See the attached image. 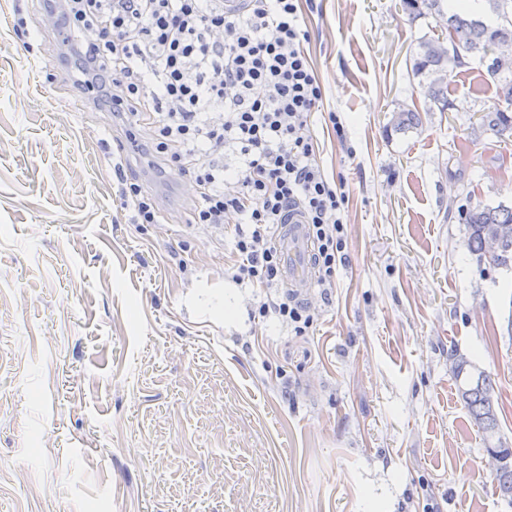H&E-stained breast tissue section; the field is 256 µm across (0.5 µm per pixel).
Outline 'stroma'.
Returning <instances> with one entry per match:
<instances>
[{
  "mask_svg": "<svg viewBox=\"0 0 512 512\" xmlns=\"http://www.w3.org/2000/svg\"><path fill=\"white\" fill-rule=\"evenodd\" d=\"M45 8L0 0V512H512L449 365L494 378L512 445V270L477 262L457 215L512 201L485 66L424 111L407 65L442 23L302 0L324 89L308 129L350 196L345 258L301 331L259 312L284 289L230 278L234 224L193 223L185 178L110 108H74ZM413 106L419 126L393 131ZM129 180L158 223H132Z\"/></svg>",
  "mask_w": 512,
  "mask_h": 512,
  "instance_id": "stroma-1",
  "label": "stroma"
}]
</instances>
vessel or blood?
<instances>
[{
	"label": "vessel or blood",
	"instance_id": "vessel-or-blood-1",
	"mask_svg": "<svg viewBox=\"0 0 512 512\" xmlns=\"http://www.w3.org/2000/svg\"><path fill=\"white\" fill-rule=\"evenodd\" d=\"M282 263L280 282L291 299L307 301L314 283L311 232L300 212H290L282 224L277 238Z\"/></svg>",
	"mask_w": 512,
	"mask_h": 512
}]
</instances>
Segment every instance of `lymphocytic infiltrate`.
Listing matches in <instances>:
<instances>
[{"mask_svg": "<svg viewBox=\"0 0 512 512\" xmlns=\"http://www.w3.org/2000/svg\"><path fill=\"white\" fill-rule=\"evenodd\" d=\"M300 0H57L71 66L95 103L127 114L143 147L195 186L194 221L229 214L250 227L236 242L235 282L271 285L273 242L288 212L309 225L319 285L344 258L345 182H330L307 134L323 88L305 50Z\"/></svg>", "mask_w": 512, "mask_h": 512, "instance_id": "f902f5d3", "label": "lymphocytic infiltrate"}]
</instances>
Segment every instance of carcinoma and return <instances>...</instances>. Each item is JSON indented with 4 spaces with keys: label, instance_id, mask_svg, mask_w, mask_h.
I'll return each instance as SVG.
<instances>
[{
    "label": "carcinoma",
    "instance_id": "1",
    "mask_svg": "<svg viewBox=\"0 0 512 512\" xmlns=\"http://www.w3.org/2000/svg\"><path fill=\"white\" fill-rule=\"evenodd\" d=\"M489 10L499 23L492 25L462 10H452L448 0H422L427 14L445 20L447 32L443 36L424 38L419 43V52L413 57L410 72L420 79L425 88V98L430 103L426 111L437 107L444 112L449 109L448 81H438L433 75L450 67L457 69L466 65L467 55H476L485 60L493 53V36L512 40V0H486ZM459 49L458 61L450 62L443 48ZM487 73L496 83L498 99L512 107V69L500 70L491 62ZM420 121L417 109L398 111L392 127L397 131L413 128ZM482 125L498 135L512 132V115L508 110L495 108L482 116ZM460 217L467 224V246L478 261L486 258L490 237L499 236L497 254L492 256L495 267H509L512 264V205L499 204L495 207L477 204L460 210ZM453 376L459 396L467 408L471 420L484 435L485 444L493 445L503 453L504 463L495 474L496 489L500 496L512 501V448L502 441L497 414L494 408V379L464 357L455 356Z\"/></svg>",
    "mask_w": 512,
    "mask_h": 512
}]
</instances>
